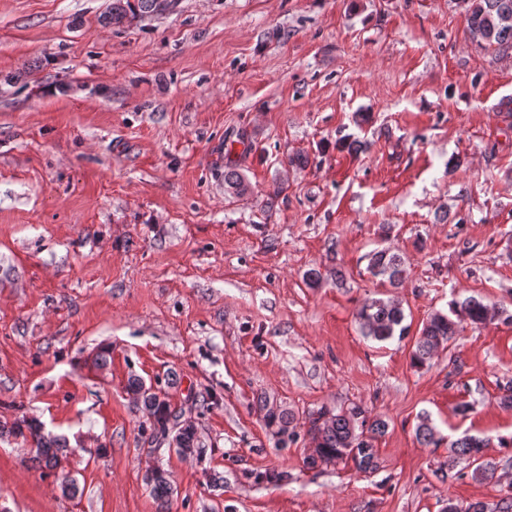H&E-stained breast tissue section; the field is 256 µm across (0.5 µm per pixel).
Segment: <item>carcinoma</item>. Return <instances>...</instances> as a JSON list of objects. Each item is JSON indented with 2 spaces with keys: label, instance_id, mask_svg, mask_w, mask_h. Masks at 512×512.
Returning <instances> with one entry per match:
<instances>
[{
  "label": "carcinoma",
  "instance_id": "obj_1",
  "mask_svg": "<svg viewBox=\"0 0 512 512\" xmlns=\"http://www.w3.org/2000/svg\"><path fill=\"white\" fill-rule=\"evenodd\" d=\"M156 0H112V7L100 19L105 27L115 30L126 28L133 23L150 16ZM467 30L478 46L498 55L512 54V0H464ZM224 191L233 196H243L249 191V184L235 169H224ZM367 271L383 285L398 288L406 275L405 258L389 249L372 252L368 258ZM491 309L480 298L469 296L453 299L448 311H436L423 323L412 352V362L424 366L434 353L450 342L465 324L479 327L487 323ZM405 315L400 303L384 298H375L366 302L356 312L364 336L383 342L395 335H404L402 326ZM128 389L136 396L153 418V434L163 439L168 437L176 445L180 454H193L201 448L196 428L179 421L170 409L168 402L158 394L145 388L139 379H133ZM267 409L266 423L275 429V434L284 443L293 437L289 431L294 417L285 409L268 408L265 399L260 400ZM308 433L315 445V452L304 459V465L315 468L320 464L338 461L352 462L359 471H369L376 467L375 448L372 440L382 435L388 428L381 419L368 420L364 411L356 406L334 413L321 409L308 417ZM419 441L425 445H438L434 428L429 419L420 418L416 430ZM8 434L31 441L36 448L34 461L42 468L53 469L59 462V454L66 444L43 433L41 424L28 418L18 419L11 425L0 424V435ZM484 440L465 435L450 444L452 459L468 457L477 463L473 470L474 478L491 480L495 478L497 463L482 459ZM152 495L163 502L170 494V485L164 470H155L147 477ZM451 512H512V500L507 498L494 509L481 502H470L464 507H453Z\"/></svg>",
  "mask_w": 512,
  "mask_h": 512
}]
</instances>
